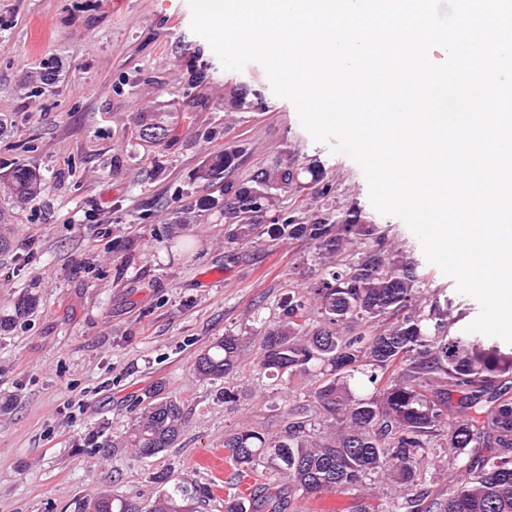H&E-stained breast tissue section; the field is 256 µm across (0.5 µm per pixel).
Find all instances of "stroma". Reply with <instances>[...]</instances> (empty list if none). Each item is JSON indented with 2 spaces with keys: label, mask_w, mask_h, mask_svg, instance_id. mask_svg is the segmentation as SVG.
Here are the masks:
<instances>
[{
  "label": "stroma",
  "mask_w": 512,
  "mask_h": 512,
  "mask_svg": "<svg viewBox=\"0 0 512 512\" xmlns=\"http://www.w3.org/2000/svg\"><path fill=\"white\" fill-rule=\"evenodd\" d=\"M191 20L188 0H0V310L28 293L37 300L0 333V512H77L97 488L148 503L173 482L208 489L198 512H224L255 485L281 486L274 471H239L224 434L282 429L263 402L269 384L252 371L254 333L287 294L293 263L313 249L265 241L225 260L217 208L182 234L168 229L178 193L228 145L246 149L242 177L286 149L320 161L332 205L357 206L420 258L459 327L480 312L454 278L423 261L403 220L376 213L359 165L312 139L264 67L225 69ZM53 63L54 83L32 91L31 75ZM228 85L247 90L256 110L227 117ZM188 97L202 100L192 121L175 122L156 145L139 138L138 113L176 112ZM19 164L40 174L45 190L35 200L13 191ZM119 237L133 261L116 251ZM228 332L245 340L241 369L197 380L196 356ZM160 380L187 412L175 447L153 458L130 448L103 455ZM236 386L246 395L225 403Z\"/></svg>",
  "instance_id": "1"
}]
</instances>
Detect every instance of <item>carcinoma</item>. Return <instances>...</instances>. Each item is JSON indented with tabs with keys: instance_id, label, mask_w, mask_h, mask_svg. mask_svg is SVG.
Wrapping results in <instances>:
<instances>
[{
	"instance_id": "1",
	"label": "carcinoma",
	"mask_w": 512,
	"mask_h": 512,
	"mask_svg": "<svg viewBox=\"0 0 512 512\" xmlns=\"http://www.w3.org/2000/svg\"><path fill=\"white\" fill-rule=\"evenodd\" d=\"M224 109H250L247 92L224 95ZM136 127L146 142H159L168 125L161 112H142ZM244 149L226 147L198 167L202 188L224 181V200L206 195L202 207L221 205L224 248L270 241H302L315 250L320 270L307 259L294 263V287L278 315L260 329L255 371L274 384L308 378V403L285 407L274 396L267 408L280 412L283 427L273 438L241 426L224 436L240 468L273 469L301 495L361 492L380 479L398 489L386 512H512V350L491 336L453 329L448 296L423 293L427 276L419 262L394 244L388 231L356 207L329 203L332 183L317 160L277 156L246 178L234 173ZM17 196L40 195L41 180L26 165L12 172ZM306 189L323 204L292 209L284 199ZM194 223V208L181 205L169 230ZM35 298L0 314L8 331L33 309ZM243 338L230 332L197 355L193 374L216 381L238 371ZM187 415L157 383L137 413L125 447L153 457L174 447ZM447 460L445 485L429 470ZM208 491L175 483L147 505L100 491L79 512H190L187 502ZM279 492L256 487L227 501L225 512H284Z\"/></svg>"
}]
</instances>
